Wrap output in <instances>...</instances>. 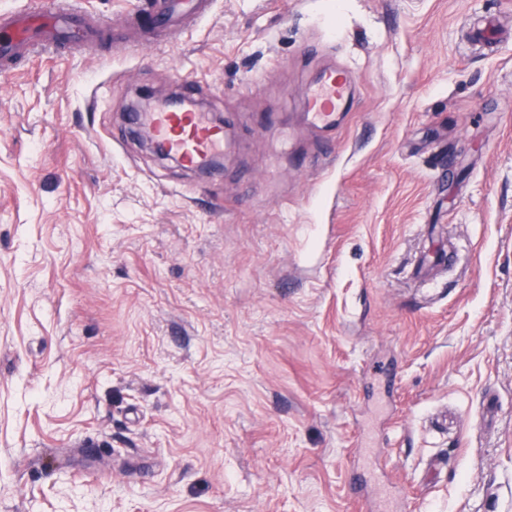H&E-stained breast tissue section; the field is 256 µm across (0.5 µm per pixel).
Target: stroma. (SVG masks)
I'll return each mask as SVG.
<instances>
[{"label": "stroma", "instance_id": "35a3bbf8", "mask_svg": "<svg viewBox=\"0 0 512 512\" xmlns=\"http://www.w3.org/2000/svg\"><path fill=\"white\" fill-rule=\"evenodd\" d=\"M142 2L0 73V512H512V0ZM164 8L156 15L160 24L170 23L175 29H179L186 19L194 20L202 18L209 9V0H168ZM350 96L351 89L344 74L336 69L326 70L321 75L317 91L308 101L311 121L326 130H335L343 115L344 103ZM152 125L164 150L176 155L188 168H198L211 157L221 154L223 131L190 105L159 108L152 113Z\"/></svg>", "mask_w": 512, "mask_h": 512}]
</instances>
